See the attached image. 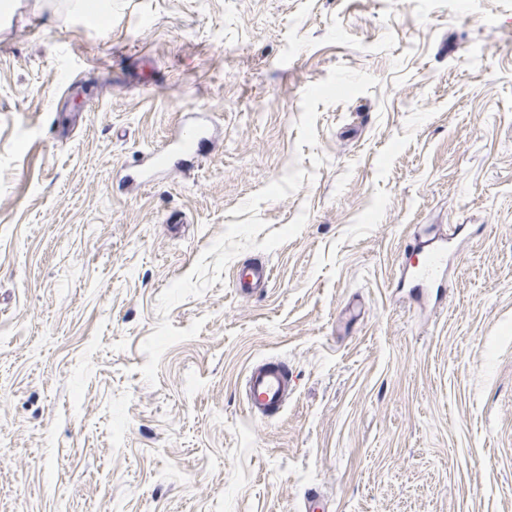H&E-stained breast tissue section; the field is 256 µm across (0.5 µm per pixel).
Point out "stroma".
Masks as SVG:
<instances>
[{
  "label": "stroma",
  "instance_id": "obj_1",
  "mask_svg": "<svg viewBox=\"0 0 512 512\" xmlns=\"http://www.w3.org/2000/svg\"><path fill=\"white\" fill-rule=\"evenodd\" d=\"M74 2L0 0V512H512V0ZM340 64L376 85L298 147ZM199 107L219 140L130 183ZM296 163L259 216L303 230L176 304L204 327L149 384L160 294ZM449 232L412 291L415 237ZM261 358L293 388L258 421ZM421 258L418 259L414 278L418 282H427L437 277L444 271L447 264V252L443 246L433 247L427 252L419 251ZM271 269L262 262H253L238 268L235 273L236 286L241 292L266 288L270 283ZM292 377L282 361L258 360L250 365L243 379V392L249 413L267 418L288 402Z\"/></svg>",
  "mask_w": 512,
  "mask_h": 512
}]
</instances>
